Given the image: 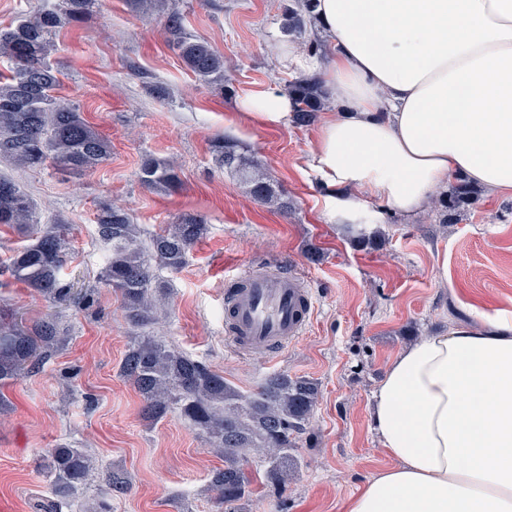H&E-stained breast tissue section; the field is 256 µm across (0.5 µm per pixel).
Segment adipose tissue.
<instances>
[{
	"mask_svg": "<svg viewBox=\"0 0 512 512\" xmlns=\"http://www.w3.org/2000/svg\"><path fill=\"white\" fill-rule=\"evenodd\" d=\"M314 13L341 111L305 164L331 221L414 214L458 177L512 193V0H317ZM241 107L277 123L292 102L271 86ZM373 399L394 464L345 512H512L511 314L419 338Z\"/></svg>",
	"mask_w": 512,
	"mask_h": 512,
	"instance_id": "adipose-tissue-1",
	"label": "adipose tissue"
}]
</instances>
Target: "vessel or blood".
Returning a JSON list of instances; mask_svg holds the SVG:
<instances>
[{
	"instance_id": "1",
	"label": "vessel or blood",
	"mask_w": 512,
	"mask_h": 512,
	"mask_svg": "<svg viewBox=\"0 0 512 512\" xmlns=\"http://www.w3.org/2000/svg\"><path fill=\"white\" fill-rule=\"evenodd\" d=\"M308 289L295 273L268 265L246 271L224 293V335L236 351L279 354L311 319Z\"/></svg>"
}]
</instances>
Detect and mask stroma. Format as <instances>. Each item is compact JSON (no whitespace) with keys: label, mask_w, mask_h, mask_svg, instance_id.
<instances>
[{"label":"stroma","mask_w":512,"mask_h":512,"mask_svg":"<svg viewBox=\"0 0 512 512\" xmlns=\"http://www.w3.org/2000/svg\"><path fill=\"white\" fill-rule=\"evenodd\" d=\"M282 7L283 0H160L144 13L130 0H99L82 22L57 31L58 94L109 140L111 156L82 177L0 162V173L32 197L42 223L67 224L63 277L82 292L55 307L15 281L3 266L26 239L16 230L0 235V308L28 324L53 316L68 337L4 391L10 408L0 414V512H37L36 503L51 495L39 461L65 444L90 452L102 469L123 471L130 488L118 494L99 483L78 486L61 512H81L95 499L112 512H175L178 503L214 512L207 487L222 459L178 414L145 421L138 393L119 374L126 349L145 334L244 392L275 372L317 379L321 396L294 450L301 467L282 490L255 482L253 512H342L370 477L393 464L370 416L390 358L419 337L512 313V196L480 194L445 224L432 205L390 215L375 227L376 244L362 246L331 223L325 192L305 171L315 126L238 111L241 98L300 76L278 58ZM173 12L188 34L223 56V84L199 81L186 68L166 29ZM155 85L166 88L165 98L152 94ZM224 137L264 164L292 213L259 205L236 175L216 166L212 146ZM149 155L177 168L175 190L141 185ZM112 201L148 235L185 213L207 224L181 269L153 265L168 304L145 327L129 321L118 294L100 280L112 246L99 238L95 216ZM259 261L295 268L315 300L305 333L274 359L236 352L224 340V290Z\"/></svg>","instance_id":"35a3bbf8"}]
</instances>
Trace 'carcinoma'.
<instances>
[{"instance_id": "obj_1", "label": "carcinoma", "mask_w": 512, "mask_h": 512, "mask_svg": "<svg viewBox=\"0 0 512 512\" xmlns=\"http://www.w3.org/2000/svg\"><path fill=\"white\" fill-rule=\"evenodd\" d=\"M98 0H61L58 8L38 11L14 26L0 29V58L11 61L10 75L0 79V158L17 167L36 169L51 161L73 176L96 170L111 155V145L79 110L55 95L60 70L51 59L58 29L83 21ZM314 0L287 3L282 29L289 35L306 32V14ZM170 40L185 66L205 83L224 81V60L203 39L184 32L180 18L167 19ZM285 94L293 101L291 122L306 126L325 105L321 77L312 74L290 82ZM215 162L234 173L258 203L286 213L288 197L260 162L231 139L213 145ZM140 182L150 190L170 191L180 177L164 158L149 157L140 168ZM476 201L471 184L459 179L451 193L437 200L448 223V212ZM26 232L30 243L12 250L8 268L20 283L49 302H66L73 292L62 276L69 242L63 223L42 225L33 200L11 179L0 175V225ZM99 237L112 244V256L103 273L104 282L117 292L129 320L147 325L156 320L166 293L153 282L150 260L178 269L187 253L206 232L204 220L185 215L149 240L127 211L118 205H100L96 214ZM66 339L52 320L24 326L0 310V389L39 369L47 354L61 349ZM142 399L145 418L157 421L178 413L202 433L224 467L212 471L211 501L224 512H252V480L246 464L257 457L264 464L266 481L286 487L300 462L293 454L296 440L305 431L320 396V383L285 372L269 375L258 387L243 393L192 356L151 338L131 344L119 366ZM40 468L51 480L57 501L43 505L45 512H59L63 501L80 484L99 481L116 493H125L128 482L118 473L97 469L92 458L66 445L50 449Z\"/></svg>"}]
</instances>
